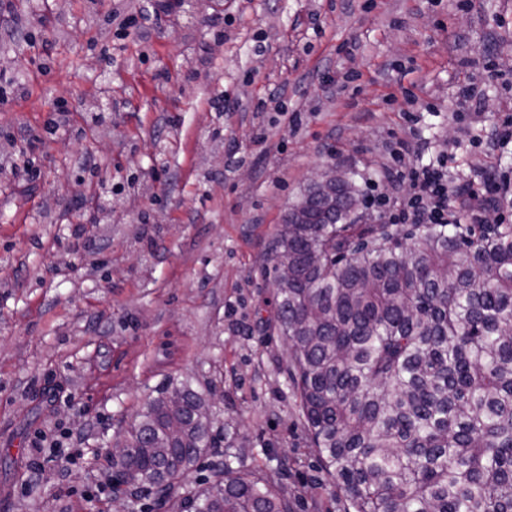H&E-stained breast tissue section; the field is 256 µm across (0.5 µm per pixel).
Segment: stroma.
<instances>
[{"instance_id":"obj_1","label":"stroma","mask_w":512,"mask_h":512,"mask_svg":"<svg viewBox=\"0 0 512 512\" xmlns=\"http://www.w3.org/2000/svg\"><path fill=\"white\" fill-rule=\"evenodd\" d=\"M367 2L197 0L122 36L154 0L0 15V512H115L105 450L173 382L211 404L184 490L231 451L292 512H348L270 326L267 246L316 169L354 173L366 224L404 165L512 177V0Z\"/></svg>"}]
</instances>
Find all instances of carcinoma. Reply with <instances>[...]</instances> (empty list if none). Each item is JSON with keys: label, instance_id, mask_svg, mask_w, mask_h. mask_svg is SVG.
I'll return each instance as SVG.
<instances>
[{"label": "carcinoma", "instance_id": "carcinoma-1", "mask_svg": "<svg viewBox=\"0 0 512 512\" xmlns=\"http://www.w3.org/2000/svg\"><path fill=\"white\" fill-rule=\"evenodd\" d=\"M358 188L308 186L267 252L300 409L354 512H512V225L359 224ZM185 384L150 399L118 483L171 496L211 444ZM177 512H291L261 471L182 496Z\"/></svg>", "mask_w": 512, "mask_h": 512}]
</instances>
